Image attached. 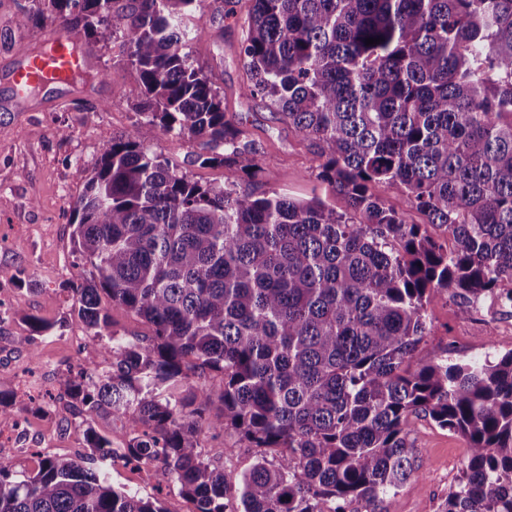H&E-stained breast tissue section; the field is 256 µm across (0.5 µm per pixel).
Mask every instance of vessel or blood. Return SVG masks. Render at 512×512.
Returning <instances> with one entry per match:
<instances>
[{
    "label": "vessel or blood",
    "mask_w": 512,
    "mask_h": 512,
    "mask_svg": "<svg viewBox=\"0 0 512 512\" xmlns=\"http://www.w3.org/2000/svg\"><path fill=\"white\" fill-rule=\"evenodd\" d=\"M67 38H59L44 49L29 54L13 73L15 86L64 85L82 71L86 62L85 50L69 49Z\"/></svg>",
    "instance_id": "1"
}]
</instances>
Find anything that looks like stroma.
<instances>
[{
  "label": "stroma",
  "mask_w": 512,
  "mask_h": 512,
  "mask_svg": "<svg viewBox=\"0 0 512 512\" xmlns=\"http://www.w3.org/2000/svg\"><path fill=\"white\" fill-rule=\"evenodd\" d=\"M29 0H0V387L11 406L0 414V457L12 465L15 479L36 472V454L75 459L86 450L85 431L94 427L122 445L126 429L108 416H73L66 395L68 381L82 367L102 365L103 342L78 319L71 282L88 276L89 267L74 254L70 240L72 207L83 191L77 167L93 168L113 138L130 131L137 119L132 109L137 82L134 74L110 53L92 49L95 70L107 71L85 94L79 82L35 89L17 97L11 80L21 49L34 50L59 36L54 24L16 28L12 20ZM250 0H237L236 14L212 22L216 0H203L198 16L187 18L189 46L198 64L212 72L224 91V108L248 139L261 166L250 178L233 168L191 165L196 144L157 135L149 146L181 165L203 185L236 184L242 192H276L296 199L320 198L336 208L344 202L334 182L319 176L321 158L310 140L288 127L269 102L250 97L249 75L239 57ZM24 284H17V276ZM51 324L48 335L31 332L26 316ZM427 334L421 357L496 359L512 350L506 336L484 312L460 315L448 291L434 292L427 306ZM24 432L9 433L12 422ZM418 480L376 505L353 502L347 512H439L455 490L468 456L460 436L419 416L408 436ZM203 452L223 466L229 489L256 460L254 449L235 436L209 434ZM112 482L143 498H159L166 512H193L176 482L161 473L141 475L112 466Z\"/></svg>",
  "instance_id": "1"
}]
</instances>
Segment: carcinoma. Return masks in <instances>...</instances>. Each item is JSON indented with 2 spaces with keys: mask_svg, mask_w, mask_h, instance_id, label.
I'll return each mask as SVG.
<instances>
[{
  "mask_svg": "<svg viewBox=\"0 0 512 512\" xmlns=\"http://www.w3.org/2000/svg\"><path fill=\"white\" fill-rule=\"evenodd\" d=\"M32 2L15 26L57 23L136 74L140 119L77 168L71 223L90 266L74 309L109 337L110 370L85 369L68 397L78 416L125 420L127 438L116 448L90 427L85 455L41 458L20 481L0 459V512H165L112 484L118 453L160 464L196 512H346L418 479L419 415L469 445L441 512H512V350L413 363L433 292L463 316L512 303V0H253L249 94L320 149L340 212L202 185L148 148L162 133L202 146L192 164L261 170L186 40L200 0ZM376 182L403 188L455 248L369 194ZM114 307L151 334L116 335ZM228 430L257 449L232 509L201 439Z\"/></svg>",
  "mask_w": 512,
  "mask_h": 512,
  "instance_id": "obj_1",
  "label": "carcinoma"
}]
</instances>
